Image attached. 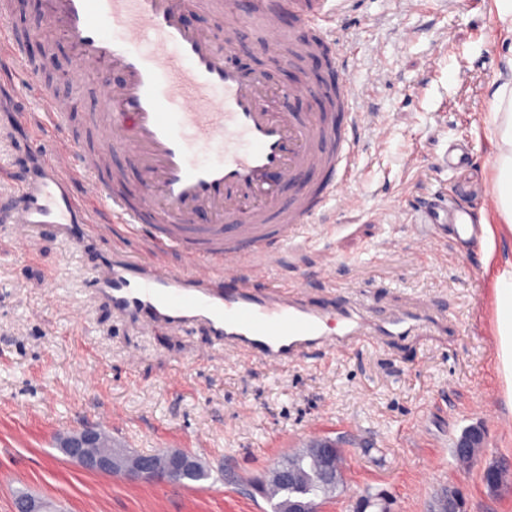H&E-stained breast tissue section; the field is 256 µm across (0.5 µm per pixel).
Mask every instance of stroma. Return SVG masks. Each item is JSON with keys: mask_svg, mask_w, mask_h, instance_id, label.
<instances>
[{"mask_svg": "<svg viewBox=\"0 0 512 512\" xmlns=\"http://www.w3.org/2000/svg\"><path fill=\"white\" fill-rule=\"evenodd\" d=\"M266 36L263 22L247 24L232 52L287 86L299 66L279 71L261 50ZM336 37L353 78L373 81L361 106L387 137L364 133L349 205H337L334 223L306 227L269 273L293 280L312 306L376 319L426 310L433 324L341 352L316 347L278 368L227 351L206 325L123 315L95 293L107 254L183 272V255L155 256L147 234L94 226L88 250L51 232L20 240L0 223V512H13L20 491L47 512H155L161 497L168 512H264L268 501L241 481L325 438L343 450L344 482L319 512H355L369 492L385 495L387 512H429L445 487L461 493L465 512H512V483L493 492L482 481L486 463L512 460L494 305L495 264L512 258V231L487 198L497 177L487 124L512 32L495 0H360L338 18ZM23 78L0 69V197L14 193L21 162L45 155L20 120ZM454 141L468 144L469 164L436 169ZM437 191L493 226L492 253L419 227V207ZM473 426L485 452L463 468L452 448ZM86 427L134 452L190 453L210 476L163 485L87 471L59 449Z\"/></svg>", "mask_w": 512, "mask_h": 512, "instance_id": "35a3bbf8", "label": "stroma"}]
</instances>
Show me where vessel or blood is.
<instances>
[{
  "mask_svg": "<svg viewBox=\"0 0 512 512\" xmlns=\"http://www.w3.org/2000/svg\"><path fill=\"white\" fill-rule=\"evenodd\" d=\"M357 0H288L300 27L335 23ZM185 0H48L49 20L73 44L67 82H93L102 103L86 134L23 50L24 37L0 26V60L19 67L20 98L40 111L23 113L36 139L46 140L48 175L23 171L0 222L27 240L45 229L70 231L87 247L89 224H118L153 236L159 249L181 251L191 275L159 262L106 260L91 286L120 313L140 312L183 327L205 323L225 347H243L284 365L317 346L344 349L375 336H407L420 318L391 314L379 322L354 307L313 308L268 276L288 241L326 217L355 171L360 145L355 83L326 36L296 42L297 53L325 54L336 77L325 112L302 116L281 108L284 96H305L296 84L274 89L265 71L243 73L226 61L239 29L222 39L182 21ZM123 153L140 181L137 197L113 190L112 157ZM86 183L91 203L69 186ZM423 221L436 237L480 236L458 206L433 198Z\"/></svg>",
  "mask_w": 512,
  "mask_h": 512,
  "instance_id": "b4317fda",
  "label": "vessel or blood"
}]
</instances>
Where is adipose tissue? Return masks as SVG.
<instances>
[{"mask_svg": "<svg viewBox=\"0 0 512 512\" xmlns=\"http://www.w3.org/2000/svg\"><path fill=\"white\" fill-rule=\"evenodd\" d=\"M488 132L498 153L497 209L505 223H512V79L493 94ZM495 336L497 359L508 393L512 394V263L499 268L495 277Z\"/></svg>", "mask_w": 512, "mask_h": 512, "instance_id": "1", "label": "adipose tissue"}]
</instances>
